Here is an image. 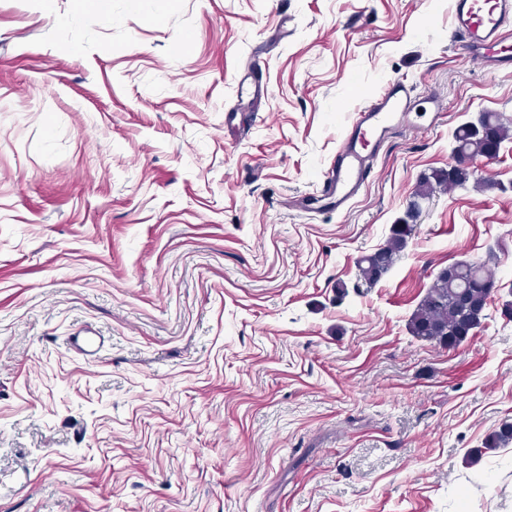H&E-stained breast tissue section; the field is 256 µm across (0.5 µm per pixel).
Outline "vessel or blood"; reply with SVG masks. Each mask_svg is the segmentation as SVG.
<instances>
[{
	"label": "vessel or blood",
	"mask_w": 512,
	"mask_h": 512,
	"mask_svg": "<svg viewBox=\"0 0 512 512\" xmlns=\"http://www.w3.org/2000/svg\"><path fill=\"white\" fill-rule=\"evenodd\" d=\"M512 19V0H451V24L461 37L460 49L482 57L489 72L512 66V44L504 28ZM418 98L402 80L384 90L351 116L335 159L324 175L322 195L343 209L370 173L374 151L396 122L409 120Z\"/></svg>",
	"instance_id": "b4317fda"
}]
</instances>
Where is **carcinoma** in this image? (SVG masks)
Segmentation results:
<instances>
[{
  "label": "carcinoma",
  "instance_id": "1",
  "mask_svg": "<svg viewBox=\"0 0 512 512\" xmlns=\"http://www.w3.org/2000/svg\"><path fill=\"white\" fill-rule=\"evenodd\" d=\"M452 145L463 148L464 153L471 157L481 156L487 151L485 141L469 134L464 124L454 132ZM468 182L469 177L465 173L451 182L445 170L434 169L422 179L416 195L427 196L438 187H463ZM410 231L408 224L394 225L392 235L385 243L383 259L378 261L368 255L359 260V274L366 282L373 285L388 273L396 253L405 248ZM470 277L469 268L454 281L442 276L435 277L434 287L422 300L411 320L410 329L414 336L425 341H451L455 344L466 339L469 330L481 323L486 309V303L481 298H474L467 304L459 299Z\"/></svg>",
  "mask_w": 512,
  "mask_h": 512
}]
</instances>
